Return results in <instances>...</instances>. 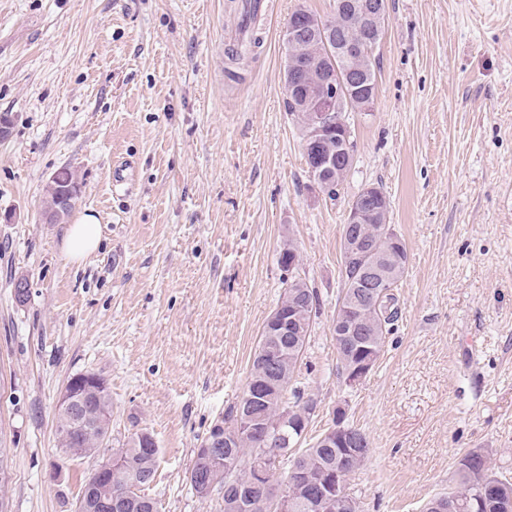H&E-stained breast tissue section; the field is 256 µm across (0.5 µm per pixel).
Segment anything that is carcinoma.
Listing matches in <instances>:
<instances>
[{
  "label": "carcinoma",
  "mask_w": 512,
  "mask_h": 512,
  "mask_svg": "<svg viewBox=\"0 0 512 512\" xmlns=\"http://www.w3.org/2000/svg\"><path fill=\"white\" fill-rule=\"evenodd\" d=\"M384 30L383 23L362 28L357 25L355 17L347 13L336 19V38L341 44L363 41L378 44ZM378 65L377 53L353 62L364 78L362 91L376 86ZM68 187L77 188L75 176L62 170L47 187V208L55 206L57 194ZM354 231L362 242L354 258L342 260V291L336 304L333 328L337 369L343 376L362 360L363 354L380 356L386 335L391 332L397 317L395 289L405 276L408 263L406 244L398 246L393 242L396 231L392 225L368 218L366 223L354 225ZM279 264L288 272V279L283 282L281 305L297 307L305 334L272 336L265 330L261 332L249 382L264 387L267 398L254 402L245 419L237 420L240 405L236 404L220 421L223 425V447L226 448L224 463L211 462L206 453V445L218 429L215 425L195 450L187 472V480L200 498H207L215 486H224V512H275V501L283 490L292 491L290 512H319L318 498L299 490V481L309 476L323 483L338 471L348 479L360 469L369 452L366 432L344 418L340 423L351 450L326 445L320 434L309 448L295 452L308 427L315 400L294 383L293 378L301 367L312 324L319 312V298L298 272L293 242L284 243ZM375 265L384 275L382 288L378 290L367 287L370 280L364 276V272ZM88 412L101 421L99 427L90 433L65 432L67 419L58 415L61 447L73 457L93 460L75 512H94L92 507L103 492L112 494V500L119 504L117 512H146L144 504L148 496L144 487L155 479L158 449L142 447L140 433L135 432L124 447L112 449V454L123 458L122 465L112 469L109 477L100 478L99 470L106 459L99 460L97 456L100 449L107 447L112 435L111 420L105 418V415L112 414L111 394L90 395ZM278 427L293 434L291 447L286 452L277 445L274 437ZM284 459L288 460L286 483L281 485L275 478H269L267 488L254 492L250 509L241 508L239 492L251 479V464L267 463L274 467ZM485 461V456L478 451L466 454L460 460L454 488L430 499L423 512H440L443 499L450 505V512H512V482L493 475L484 465ZM480 483L492 487L481 506L471 498L473 486Z\"/></svg>",
  "instance_id": "1"
}]
</instances>
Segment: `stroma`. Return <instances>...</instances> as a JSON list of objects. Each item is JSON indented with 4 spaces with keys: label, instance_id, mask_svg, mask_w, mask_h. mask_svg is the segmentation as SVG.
Returning a JSON list of instances; mask_svg holds the SVG:
<instances>
[{
    "label": "stroma",
    "instance_id": "1",
    "mask_svg": "<svg viewBox=\"0 0 512 512\" xmlns=\"http://www.w3.org/2000/svg\"><path fill=\"white\" fill-rule=\"evenodd\" d=\"M239 0H0V448L8 512L75 507L87 463L63 461L57 400L78 373L106 379L112 445L159 448L158 512H224L186 480L196 448L248 382L287 277L285 241L320 313L299 380L369 453L348 481L364 512H422L478 451L512 481V0H386L373 111L351 113L354 167L336 199L313 186L287 110L274 0L262 45L232 64ZM130 164L124 188L115 163ZM100 245L82 264L42 221L62 170ZM378 186L404 239L399 318L354 387L332 323L341 227ZM30 283L25 302L12 283Z\"/></svg>",
    "mask_w": 512,
    "mask_h": 512
}]
</instances>
